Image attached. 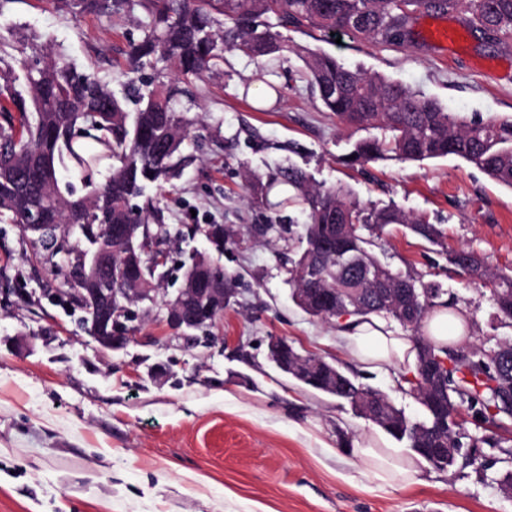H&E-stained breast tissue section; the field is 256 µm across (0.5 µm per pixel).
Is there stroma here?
<instances>
[{
	"label": "stroma",
	"instance_id": "35a3bbf8",
	"mask_svg": "<svg viewBox=\"0 0 512 512\" xmlns=\"http://www.w3.org/2000/svg\"><path fill=\"white\" fill-rule=\"evenodd\" d=\"M141 8L97 15L57 0H6L0 8V56L20 62L23 49L64 54L78 70L117 88L119 64L139 40ZM417 15L415 37L401 47L291 27L290 51L254 59L226 52L206 81L185 80L193 126L182 174L152 189L169 234L170 276L154 302L133 305L135 339L120 352L101 349L51 263L33 262L16 225L0 222V512H512L498 489L512 469V422L494 426L462 409L464 428L491 435L480 445L482 469L422 464L413 484L382 488L340 444L379 435L350 405L297 384L267 359L270 337L359 372L407 416L419 404L398 373L363 370L343 346L346 324L309 316L292 298L290 272L303 248L306 214L274 211L257 192L296 167L314 183L344 187L367 209L396 205L433 224V245L400 224L386 227L376 253L396 271L439 286L465 313L469 346L512 339L497 320L490 282H474L448 263L466 248L493 268L512 270V189L464 160H378L349 166L362 130L323 112L302 55L320 49L350 69L380 74L438 98L451 112L483 119L512 115V41L464 30L438 49ZM224 227L226 271L237 295L214 341L169 337L166 303L183 281L192 253L214 250L196 226ZM166 365L159 382L149 369Z\"/></svg>",
	"mask_w": 512,
	"mask_h": 512
}]
</instances>
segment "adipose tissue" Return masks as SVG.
Listing matches in <instances>:
<instances>
[{"label":"adipose tissue","instance_id":"1","mask_svg":"<svg viewBox=\"0 0 512 512\" xmlns=\"http://www.w3.org/2000/svg\"><path fill=\"white\" fill-rule=\"evenodd\" d=\"M349 354L365 368L405 370L415 365V351L408 337L397 335L379 319L349 320L342 333ZM353 454L379 484L405 486L417 473V462L409 457H397L390 448L380 447L370 438L356 442Z\"/></svg>","mask_w":512,"mask_h":512}]
</instances>
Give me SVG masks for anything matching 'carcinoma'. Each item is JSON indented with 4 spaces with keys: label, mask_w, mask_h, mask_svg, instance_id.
Returning a JSON list of instances; mask_svg holds the SVG:
<instances>
[{
    "label": "carcinoma",
    "mask_w": 512,
    "mask_h": 512,
    "mask_svg": "<svg viewBox=\"0 0 512 512\" xmlns=\"http://www.w3.org/2000/svg\"><path fill=\"white\" fill-rule=\"evenodd\" d=\"M81 12L107 15L123 7L142 8L149 18L143 39L130 46L129 72L146 64L171 63L182 77L202 81L224 60V52L239 49L253 58L288 51L277 27L292 24L323 32H344L372 43L391 44L409 36L417 13H464L466 28L489 31L501 42L512 39V0H59ZM308 78L325 111L348 127L379 134L355 144V161L387 157L422 162L456 156L482 170L495 182L512 189V116L482 120L450 112L431 96L379 75L345 67L325 52H312L306 61ZM23 83L9 62L0 57V217L14 224L36 207L42 223L59 228L39 240L36 259L59 258L60 270L76 264L82 271L79 288H98L104 277L121 288H152L150 261L138 242L140 225L155 218L152 200L137 208L132 201L149 188L175 177L186 161L182 148L191 120L177 108L184 93L172 82L129 81L119 95L92 73H80L61 55L41 54L24 65ZM74 169L88 193L66 197L58 183L57 165ZM294 194L267 201L272 208L296 203L307 211L305 247L295 265L294 289L309 288L312 298L329 292L336 306L364 319L378 316L396 321L409 333L416 351L413 375L402 378L406 394L423 409L411 419L383 392L360 383L341 369L336 375L350 389L336 398L367 401L373 418L386 434L405 441L432 467L444 470L456 462L434 461L433 448H461L468 438L456 421L467 406L493 423L512 420V343L464 350L453 342L437 344L425 334L435 310L445 306L430 284L390 269L374 252L375 239L390 224L414 229L418 221L394 207L367 210L341 187H310L306 175L290 168L268 183ZM344 215L336 231L337 215ZM125 225L120 236L103 225ZM368 234H363L362 230ZM81 231L91 254L110 255L103 271L80 260L72 247ZM340 252L350 263L348 277H336V266L316 259ZM364 263L389 271L391 292H402L416 307L405 308L373 295L363 309L351 277ZM186 273L197 288L218 281L236 288L237 276L224 271L217 259H189ZM481 280L495 283L493 301L502 322L512 325V273L483 264Z\"/></svg>",
    "instance_id": "obj_1"
}]
</instances>
